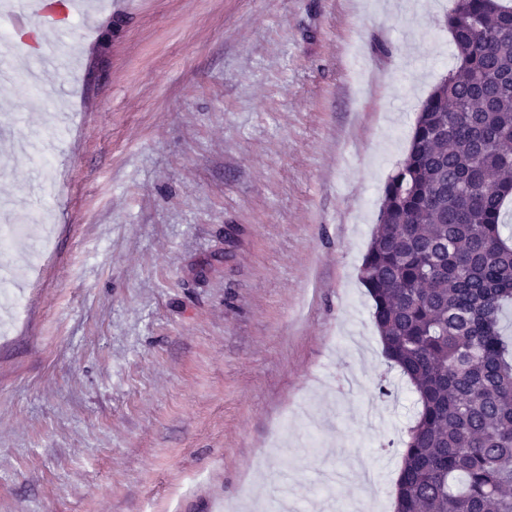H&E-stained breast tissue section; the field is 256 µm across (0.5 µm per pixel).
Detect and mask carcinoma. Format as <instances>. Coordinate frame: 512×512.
Returning a JSON list of instances; mask_svg holds the SVG:
<instances>
[{
  "instance_id": "obj_1",
  "label": "carcinoma",
  "mask_w": 512,
  "mask_h": 512,
  "mask_svg": "<svg viewBox=\"0 0 512 512\" xmlns=\"http://www.w3.org/2000/svg\"><path fill=\"white\" fill-rule=\"evenodd\" d=\"M455 66L417 113L361 266L418 411L396 512H512V7L454 0Z\"/></svg>"
}]
</instances>
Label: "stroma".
Masks as SVG:
<instances>
[{
  "mask_svg": "<svg viewBox=\"0 0 512 512\" xmlns=\"http://www.w3.org/2000/svg\"><path fill=\"white\" fill-rule=\"evenodd\" d=\"M453 0H107L0 88L28 230L0 512H394L416 395L359 279Z\"/></svg>",
  "mask_w": 512,
  "mask_h": 512,
  "instance_id": "1",
  "label": "stroma"
}]
</instances>
